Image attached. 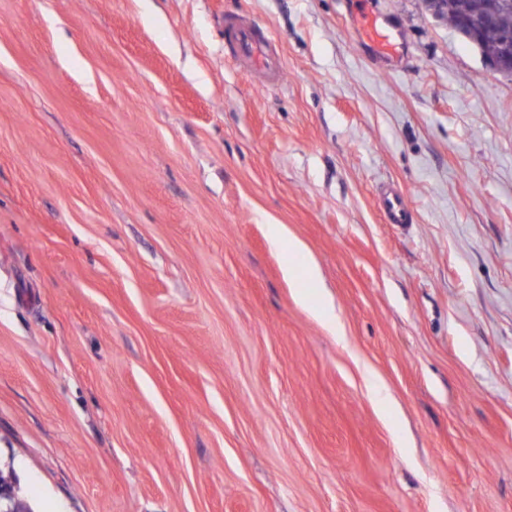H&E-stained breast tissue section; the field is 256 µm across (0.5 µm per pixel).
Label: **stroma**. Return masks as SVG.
Here are the masks:
<instances>
[{
	"label": "stroma",
	"instance_id": "1",
	"mask_svg": "<svg viewBox=\"0 0 512 512\" xmlns=\"http://www.w3.org/2000/svg\"><path fill=\"white\" fill-rule=\"evenodd\" d=\"M367 8L397 60L351 0H0V459L33 512H512V79L424 0ZM233 13L280 84L226 58ZM356 21L365 29L368 34V41L375 49H388L389 56L397 54L400 43L394 32L384 26H380L377 23V19L374 18L364 7H360L356 14ZM224 52L239 65L252 70L257 85L273 86L282 75V57L278 42L246 15L224 18ZM379 204L387 224L412 222V212L406 197L393 186H385L380 190Z\"/></svg>",
	"mask_w": 512,
	"mask_h": 512
}]
</instances>
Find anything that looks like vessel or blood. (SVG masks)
Masks as SVG:
<instances>
[{
    "mask_svg": "<svg viewBox=\"0 0 512 512\" xmlns=\"http://www.w3.org/2000/svg\"><path fill=\"white\" fill-rule=\"evenodd\" d=\"M356 20L367 32L368 40L375 49L398 51L396 34L378 25L376 18L366 9L358 10ZM224 52L239 65L252 70L257 85L268 87L279 83L283 69L279 45L268 31L259 27L250 17L239 14L225 17ZM379 204L387 223H411L409 204L396 188L383 187L379 192Z\"/></svg>",
    "mask_w": 512,
    "mask_h": 512,
    "instance_id": "b4317fda",
    "label": "vessel or blood"
}]
</instances>
